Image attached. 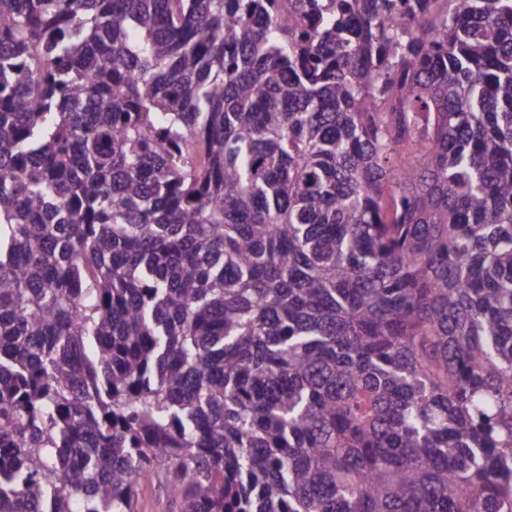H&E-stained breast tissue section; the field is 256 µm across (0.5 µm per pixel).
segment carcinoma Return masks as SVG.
<instances>
[{
	"label": "carcinoma",
	"mask_w": 512,
	"mask_h": 512,
	"mask_svg": "<svg viewBox=\"0 0 512 512\" xmlns=\"http://www.w3.org/2000/svg\"><path fill=\"white\" fill-rule=\"evenodd\" d=\"M512 512V0H0V512ZM138 512H181L171 493L157 482L137 486Z\"/></svg>",
	"instance_id": "carcinoma-1"
}]
</instances>
